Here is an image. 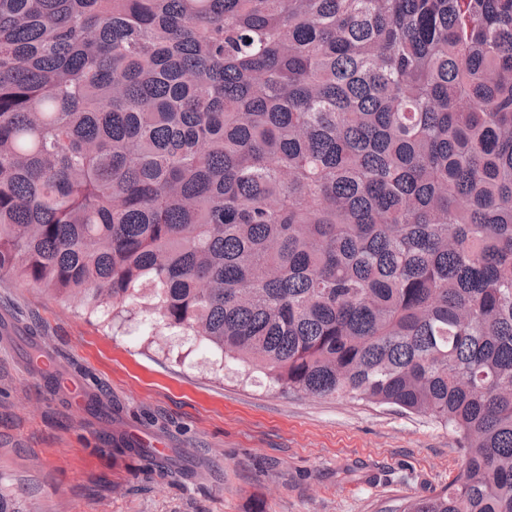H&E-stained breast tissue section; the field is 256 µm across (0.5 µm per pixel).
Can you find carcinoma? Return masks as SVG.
Segmentation results:
<instances>
[{
  "label": "carcinoma",
  "instance_id": "1",
  "mask_svg": "<svg viewBox=\"0 0 512 512\" xmlns=\"http://www.w3.org/2000/svg\"><path fill=\"white\" fill-rule=\"evenodd\" d=\"M4 278L427 416L395 512H512V0H0Z\"/></svg>",
  "mask_w": 512,
  "mask_h": 512
}]
</instances>
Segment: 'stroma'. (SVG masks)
Instances as JSON below:
<instances>
[{
  "label": "stroma",
  "instance_id": "obj_1",
  "mask_svg": "<svg viewBox=\"0 0 512 512\" xmlns=\"http://www.w3.org/2000/svg\"><path fill=\"white\" fill-rule=\"evenodd\" d=\"M461 467L428 417L282 392L148 313L0 281V484L36 512H391Z\"/></svg>",
  "mask_w": 512,
  "mask_h": 512
}]
</instances>
